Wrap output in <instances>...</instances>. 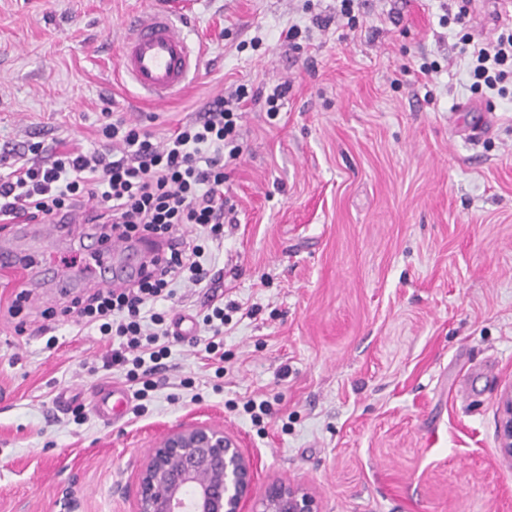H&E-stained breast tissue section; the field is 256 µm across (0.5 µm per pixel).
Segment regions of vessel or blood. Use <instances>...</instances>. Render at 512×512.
Returning <instances> with one entry per match:
<instances>
[{
  "mask_svg": "<svg viewBox=\"0 0 512 512\" xmlns=\"http://www.w3.org/2000/svg\"><path fill=\"white\" fill-rule=\"evenodd\" d=\"M202 50L169 11L147 7L130 22L122 42L118 75L154 105L166 104L181 91L198 67ZM45 254L23 255L0 245V274H11L44 262ZM130 403L126 390L104 388L93 406L105 423L121 419Z\"/></svg>",
  "mask_w": 512,
  "mask_h": 512,
  "instance_id": "1",
  "label": "vessel or blood"
}]
</instances>
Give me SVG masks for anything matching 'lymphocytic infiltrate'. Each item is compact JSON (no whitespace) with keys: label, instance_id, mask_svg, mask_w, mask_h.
<instances>
[{"label":"lymphocytic infiltrate","instance_id":"obj_1","mask_svg":"<svg viewBox=\"0 0 512 512\" xmlns=\"http://www.w3.org/2000/svg\"><path fill=\"white\" fill-rule=\"evenodd\" d=\"M461 54L475 90L505 95L512 79V23L495 37H462ZM238 86L233 100L217 99L198 119L178 127L165 142L118 119L106 123L103 148L64 152L49 163L18 157L0 171V223L16 219L79 217L90 211L104 239L156 237L164 242L129 288L104 289L78 310L79 320L112 337L110 366L127 380L152 389L155 363L169 347V330L155 306L176 297V284H200L224 243V170L244 151Z\"/></svg>","mask_w":512,"mask_h":512}]
</instances>
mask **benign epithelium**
Masks as SVG:
<instances>
[{
	"instance_id": "1",
	"label": "benign epithelium",
	"mask_w": 512,
	"mask_h": 512,
	"mask_svg": "<svg viewBox=\"0 0 512 512\" xmlns=\"http://www.w3.org/2000/svg\"><path fill=\"white\" fill-rule=\"evenodd\" d=\"M500 455L512 461V391L501 402ZM253 464L224 429L180 425L150 449L136 484L134 512H320L300 484L274 482L252 496Z\"/></svg>"
}]
</instances>
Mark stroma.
I'll use <instances>...</instances> for the list:
<instances>
[{
	"label": "stroma",
	"mask_w": 512,
	"mask_h": 512,
	"mask_svg": "<svg viewBox=\"0 0 512 512\" xmlns=\"http://www.w3.org/2000/svg\"><path fill=\"white\" fill-rule=\"evenodd\" d=\"M146 3L0 0V160L36 141L93 151L111 114L160 142L241 84L288 94L276 116L243 109L215 276L160 303L183 333L147 397L103 367L112 341L98 330L44 331L64 260L77 292L96 287L91 225L69 226L48 269L0 284V512L74 500L133 512L149 449L191 422L238 441L257 499L279 480L309 487L321 512H512L498 451L512 388V95L471 90L458 54L462 34H496L488 5L471 0L456 24L444 20L456 0H360L352 29L338 0H196L199 69L152 108L114 79ZM219 300L232 306L220 376L199 346ZM112 384L133 399L105 424L93 400ZM249 399L269 414L252 421Z\"/></svg>",
	"instance_id": "35a3bbf8"
}]
</instances>
